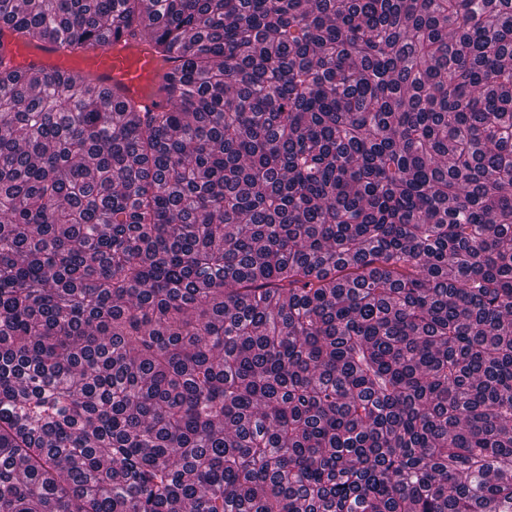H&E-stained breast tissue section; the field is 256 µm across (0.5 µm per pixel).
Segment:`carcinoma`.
Instances as JSON below:
<instances>
[{"instance_id": "obj_1", "label": "carcinoma", "mask_w": 512, "mask_h": 512, "mask_svg": "<svg viewBox=\"0 0 512 512\" xmlns=\"http://www.w3.org/2000/svg\"><path fill=\"white\" fill-rule=\"evenodd\" d=\"M0 512H512V0H0ZM4 39L13 65L19 71L33 67H58L89 76L95 84L109 91L111 102L114 93L116 100H134L150 109H161L167 105L166 96L159 93L157 87L172 63L162 62L148 48L133 41L93 43L77 58L71 59L62 56L51 46L32 49L10 36L8 31Z\"/></svg>"}]
</instances>
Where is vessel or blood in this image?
<instances>
[{"mask_svg":"<svg viewBox=\"0 0 512 512\" xmlns=\"http://www.w3.org/2000/svg\"><path fill=\"white\" fill-rule=\"evenodd\" d=\"M5 41L17 70L58 67L89 76L115 99L134 100L152 109H161L167 104L166 96L159 93L157 87L170 65L144 46L133 42L93 43L71 59L50 46L30 48L10 35Z\"/></svg>","mask_w":512,"mask_h":512,"instance_id":"vessel-or-blood-1","label":"vessel or blood"}]
</instances>
